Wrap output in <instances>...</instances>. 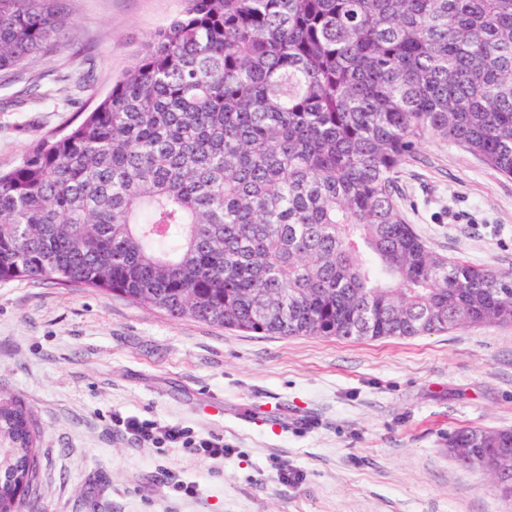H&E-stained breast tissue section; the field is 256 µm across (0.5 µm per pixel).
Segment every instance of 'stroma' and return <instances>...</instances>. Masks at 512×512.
<instances>
[{"label": "stroma", "instance_id": "stroma-1", "mask_svg": "<svg viewBox=\"0 0 512 512\" xmlns=\"http://www.w3.org/2000/svg\"><path fill=\"white\" fill-rule=\"evenodd\" d=\"M183 6L67 0L68 45L23 72L47 98L0 112V170L91 111ZM394 190L430 250L512 271V178L426 137ZM0 388L43 431L39 512H512L441 445L460 427L512 428V324L374 341L262 336L93 288L0 282ZM116 413L192 427L230 452L205 460L109 436ZM162 465L198 496L164 487Z\"/></svg>", "mask_w": 512, "mask_h": 512}]
</instances>
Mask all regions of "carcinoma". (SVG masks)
I'll list each match as a JSON object with an SVG mask.
<instances>
[{
    "label": "carcinoma",
    "mask_w": 512,
    "mask_h": 512,
    "mask_svg": "<svg viewBox=\"0 0 512 512\" xmlns=\"http://www.w3.org/2000/svg\"><path fill=\"white\" fill-rule=\"evenodd\" d=\"M65 133L0 171V281L110 292L265 336L512 323V273L430 251L394 179L425 136L512 176V0H184ZM62 0H0V75L63 47ZM44 97L31 80L6 102ZM0 390V512L39 472ZM443 450L512 498V430Z\"/></svg>",
    "instance_id": "carcinoma-1"
}]
</instances>
